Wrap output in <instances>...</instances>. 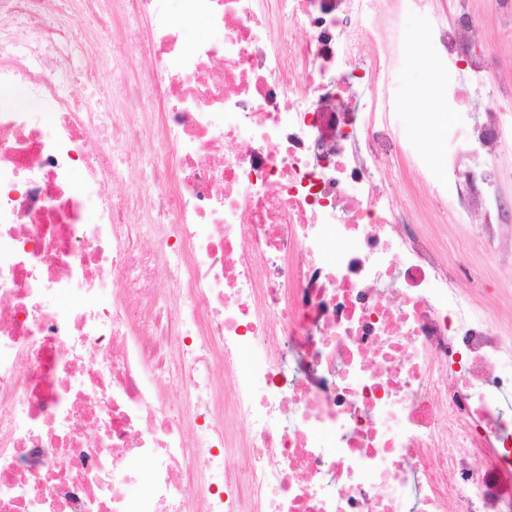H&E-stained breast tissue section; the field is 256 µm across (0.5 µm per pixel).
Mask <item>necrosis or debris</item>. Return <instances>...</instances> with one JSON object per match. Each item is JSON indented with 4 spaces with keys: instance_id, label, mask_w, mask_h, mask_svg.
I'll use <instances>...</instances> for the list:
<instances>
[{
    "instance_id": "obj_1",
    "label": "necrosis or debris",
    "mask_w": 512,
    "mask_h": 512,
    "mask_svg": "<svg viewBox=\"0 0 512 512\" xmlns=\"http://www.w3.org/2000/svg\"><path fill=\"white\" fill-rule=\"evenodd\" d=\"M80 2L144 40L0 0V87L23 92L0 95V512H512V339L453 286L482 277L466 243L410 232L386 178L383 0ZM454 8L440 57L483 84L462 32L484 21ZM79 69L110 112L65 84ZM435 76L466 161L449 183L419 162L426 196L512 222L485 161L512 83L479 120ZM128 26V21L121 16H114L111 21L100 24L96 19L88 16L87 14L79 24L80 30L86 28H94L98 33L99 39L103 41L109 40L111 37L116 36L120 30Z\"/></svg>"
}]
</instances>
